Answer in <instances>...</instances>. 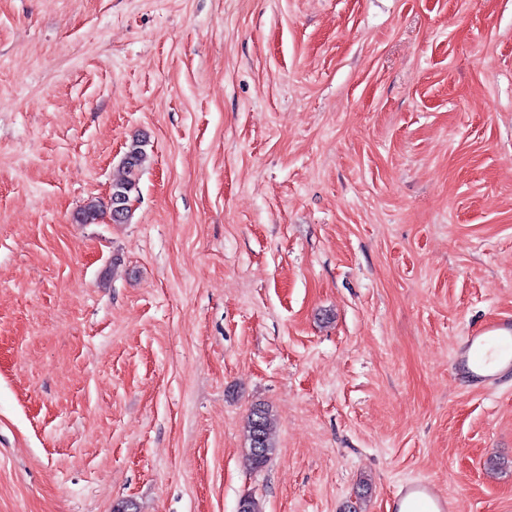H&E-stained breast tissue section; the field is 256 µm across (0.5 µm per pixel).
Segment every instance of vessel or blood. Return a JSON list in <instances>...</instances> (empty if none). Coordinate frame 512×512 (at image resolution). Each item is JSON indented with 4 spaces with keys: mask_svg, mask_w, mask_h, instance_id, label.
Listing matches in <instances>:
<instances>
[{
    "mask_svg": "<svg viewBox=\"0 0 512 512\" xmlns=\"http://www.w3.org/2000/svg\"><path fill=\"white\" fill-rule=\"evenodd\" d=\"M453 365L464 371L472 388L490 390L512 376V318L504 317L473 329L459 343ZM390 512H454L452 499L437 485L419 478L399 486Z\"/></svg>",
    "mask_w": 512,
    "mask_h": 512,
    "instance_id": "b4317fda",
    "label": "vessel or blood"
}]
</instances>
